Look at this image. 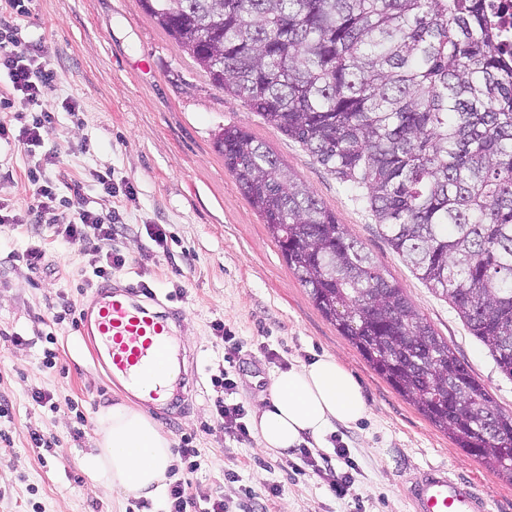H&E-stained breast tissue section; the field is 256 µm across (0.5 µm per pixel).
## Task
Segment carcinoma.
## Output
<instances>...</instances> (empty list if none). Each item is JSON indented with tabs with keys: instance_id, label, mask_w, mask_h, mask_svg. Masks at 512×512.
<instances>
[{
	"instance_id": "obj_1",
	"label": "carcinoma",
	"mask_w": 512,
	"mask_h": 512,
	"mask_svg": "<svg viewBox=\"0 0 512 512\" xmlns=\"http://www.w3.org/2000/svg\"><path fill=\"white\" fill-rule=\"evenodd\" d=\"M224 93L366 202L512 379V55L483 0H141ZM224 166L315 307L398 394L512 482V414L248 131Z\"/></svg>"
}]
</instances>
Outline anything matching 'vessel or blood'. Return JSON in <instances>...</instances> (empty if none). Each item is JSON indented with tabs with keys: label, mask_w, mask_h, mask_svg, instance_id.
Segmentation results:
<instances>
[{
	"label": "vessel or blood",
	"mask_w": 512,
	"mask_h": 512,
	"mask_svg": "<svg viewBox=\"0 0 512 512\" xmlns=\"http://www.w3.org/2000/svg\"><path fill=\"white\" fill-rule=\"evenodd\" d=\"M176 315L151 289L135 283L104 282L83 304L78 329L98 347V361L110 380L151 379L144 404L169 402L164 366L176 350ZM414 512H486V501L470 483L443 467L421 470L410 480Z\"/></svg>",
	"instance_id": "b4317fda"
}]
</instances>
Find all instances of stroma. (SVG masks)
<instances>
[{
    "label": "stroma",
    "instance_id": "obj_1",
    "mask_svg": "<svg viewBox=\"0 0 512 512\" xmlns=\"http://www.w3.org/2000/svg\"><path fill=\"white\" fill-rule=\"evenodd\" d=\"M20 36L41 43L55 76L59 102L45 135L57 165L45 176L59 200L81 183L90 207L115 211L112 249L125 264L116 283L138 282L165 297L180 319L176 354L185 372L173 380L176 409H150L177 456L171 482L189 492L223 499L229 512H256L247 489L277 487L270 512H413L410 475L431 465L447 467L483 495L487 512H512V482L475 460L433 425L366 363L315 308L289 269L278 244L239 190L215 148L220 128L249 131L322 205L346 224L384 275L397 282L415 309L468 365L489 391L493 406L512 413V379L470 336L452 305L437 296L379 235L365 200L347 192L298 143L268 126L239 99L214 87L144 11L140 0H28ZM33 158L23 147L0 142V203H24ZM111 171L119 193L106 195L95 180ZM167 235L151 237L154 225ZM45 252L40 269L21 255L31 244ZM94 241L70 244L54 224H0V512H165L152 502L104 492L88 466L97 420L112 405L131 400L94 359L67 307H79L99 281L90 264ZM224 322L239 343L233 359L213 326ZM56 355L42 365L45 350ZM332 354L362 387L369 412L334 424L323 441L306 440L313 453L330 456L346 444L358 471L343 494L325 473L300 467V450L259 448L257 437L236 441L215 420L221 390L214 381L229 370L232 402L251 407L271 377L291 365ZM50 393L55 408L32 394ZM85 423H78L77 414ZM48 439L31 445V434ZM199 451L196 470L180 454ZM236 471L239 481L226 479Z\"/></svg>",
    "mask_w": 512,
    "mask_h": 512
}]
</instances>
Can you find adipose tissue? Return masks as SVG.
Returning <instances> with one entry per match:
<instances>
[{"label": "adipose tissue", "instance_id": "adipose-tissue-1", "mask_svg": "<svg viewBox=\"0 0 512 512\" xmlns=\"http://www.w3.org/2000/svg\"><path fill=\"white\" fill-rule=\"evenodd\" d=\"M367 413L360 384L338 357L323 355L272 376L268 394L253 406L252 422L261 447L281 453ZM95 444L90 464L103 488L154 502L165 497L173 451L143 409L119 403L102 413Z\"/></svg>", "mask_w": 512, "mask_h": 512}]
</instances>
